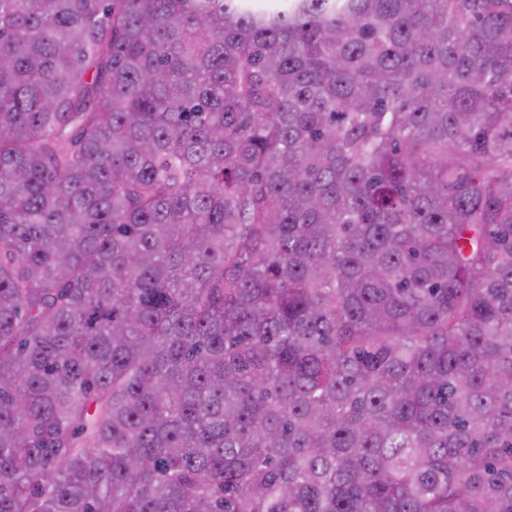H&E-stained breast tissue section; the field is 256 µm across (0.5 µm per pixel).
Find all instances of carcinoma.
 I'll list each match as a JSON object with an SVG mask.
<instances>
[{"label": "carcinoma", "instance_id": "obj_1", "mask_svg": "<svg viewBox=\"0 0 512 512\" xmlns=\"http://www.w3.org/2000/svg\"><path fill=\"white\" fill-rule=\"evenodd\" d=\"M0 512H512V0H0Z\"/></svg>", "mask_w": 512, "mask_h": 512}]
</instances>
